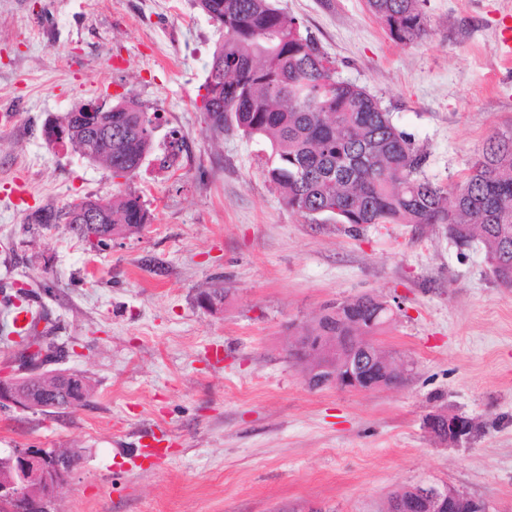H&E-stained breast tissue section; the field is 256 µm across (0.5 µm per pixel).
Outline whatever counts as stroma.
Here are the masks:
<instances>
[{
	"label": "stroma",
	"instance_id": "obj_1",
	"mask_svg": "<svg viewBox=\"0 0 512 512\" xmlns=\"http://www.w3.org/2000/svg\"><path fill=\"white\" fill-rule=\"evenodd\" d=\"M277 4L425 150L431 180L455 185L492 130H512V0H421L427 32L411 43L367 0ZM221 37L194 0H0V330L6 300L31 306L91 386L86 405L53 416L0 410V455L76 450L58 512H385L393 491L428 479L512 512V288L445 225L351 234L288 209L262 174L268 146L214 139L198 109ZM126 98L158 115L136 175L48 145L45 126L75 106ZM129 190L152 220L104 251L28 221ZM218 286L223 302L203 308ZM365 293L392 304L376 340L410 375L310 389L289 323ZM438 407L480 434L440 446L422 427ZM156 437L162 463L140 455Z\"/></svg>",
	"mask_w": 512,
	"mask_h": 512
}]
</instances>
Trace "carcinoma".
<instances>
[{"instance_id":"carcinoma-1","label":"carcinoma","mask_w":512,"mask_h":512,"mask_svg":"<svg viewBox=\"0 0 512 512\" xmlns=\"http://www.w3.org/2000/svg\"><path fill=\"white\" fill-rule=\"evenodd\" d=\"M224 31L203 88L201 111L215 136L236 130L266 141V181L291 210L313 220L328 217L359 231L370 224H444L462 250L478 244L495 280L512 287V130L491 134L467 163L453 190L429 179L425 155L393 123L391 113L365 88L336 77L335 61L301 23L274 0H195ZM369 10L401 42L425 31L419 0H367ZM75 150L112 169L135 174L153 141L142 133L152 122L134 100L112 105V145L89 151L96 126L88 104L64 118ZM101 224L64 223V210L43 207L35 224H65L75 238L97 251L108 235L150 223L141 196L128 192L103 200ZM90 389L73 400L54 397L65 410L88 402Z\"/></svg>"}]
</instances>
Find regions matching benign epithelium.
Segmentation results:
<instances>
[{
	"mask_svg": "<svg viewBox=\"0 0 512 512\" xmlns=\"http://www.w3.org/2000/svg\"><path fill=\"white\" fill-rule=\"evenodd\" d=\"M85 223L98 224L103 218L101 203L79 201L70 211ZM378 319L363 323L349 304L336 302L323 308L319 318L336 321V335L311 336L300 323L292 324L295 332L292 351L308 359H322L309 373L306 383L314 389L335 387L344 391H372L401 383L409 375V365L393 363L380 357L373 333L392 318L393 306L379 295ZM350 330L351 336L341 332ZM0 402L27 411L30 399L13 388L0 389ZM425 432L445 447H460L473 438L474 421L442 408L429 412L423 419ZM74 464L64 455L51 454L44 448H15L0 458V512H56L57 493L74 474ZM390 512H489L486 504L446 484L419 485L417 496L408 502L393 501Z\"/></svg>",
	"mask_w": 512,
	"mask_h": 512,
	"instance_id": "7a95c632",
	"label": "benign epithelium"
}]
</instances>
